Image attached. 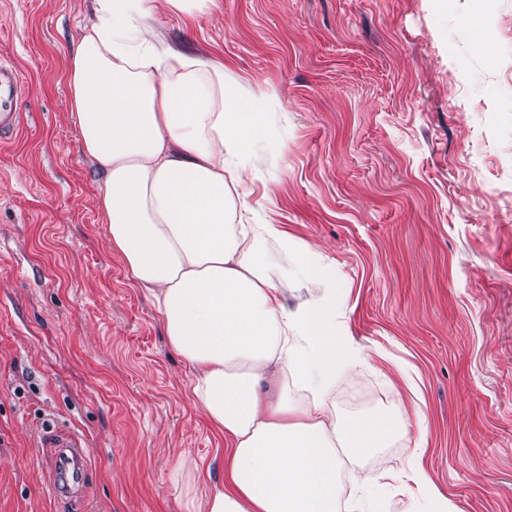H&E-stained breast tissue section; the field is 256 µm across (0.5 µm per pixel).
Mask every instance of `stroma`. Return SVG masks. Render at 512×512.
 Segmentation results:
<instances>
[{"label": "stroma", "instance_id": "obj_1", "mask_svg": "<svg viewBox=\"0 0 512 512\" xmlns=\"http://www.w3.org/2000/svg\"><path fill=\"white\" fill-rule=\"evenodd\" d=\"M499 4L479 73L434 0H222L188 26L163 9L152 22L278 98L286 162L245 184L253 221L329 256L336 317L374 363L341 376L336 408L415 395L419 463L448 512H512V0ZM94 8L0 0L25 117L0 146V512H57L49 422L94 450L89 512H188L184 489L224 475V438L112 250L70 116Z\"/></svg>", "mask_w": 512, "mask_h": 512}]
</instances>
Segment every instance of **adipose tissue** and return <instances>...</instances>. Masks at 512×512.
Listing matches in <instances>:
<instances>
[{"label":"adipose tissue","mask_w":512,"mask_h":512,"mask_svg":"<svg viewBox=\"0 0 512 512\" xmlns=\"http://www.w3.org/2000/svg\"><path fill=\"white\" fill-rule=\"evenodd\" d=\"M72 58L70 113L100 172L96 205L129 278L152 299L191 394L223 435L224 478L194 512H413L448 503L415 463L344 497V459L392 441L423 450L404 406L338 412L344 371L370 366L336 320V276L317 245L255 224L238 192L286 160L288 128L239 94L224 63L158 38L159 7L195 16L218 0H95Z\"/></svg>","instance_id":"ef3b65f1"}]
</instances>
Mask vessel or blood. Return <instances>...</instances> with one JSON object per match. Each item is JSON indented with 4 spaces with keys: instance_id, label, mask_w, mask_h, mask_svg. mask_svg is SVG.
I'll list each match as a JSON object with an SVG mask.
<instances>
[{
    "instance_id": "1",
    "label": "vessel or blood",
    "mask_w": 512,
    "mask_h": 512,
    "mask_svg": "<svg viewBox=\"0 0 512 512\" xmlns=\"http://www.w3.org/2000/svg\"><path fill=\"white\" fill-rule=\"evenodd\" d=\"M24 81L21 72L12 62L0 59V144L13 140L21 128L22 115L17 110V100ZM44 447L55 449L57 462L48 473L49 486L61 503H70L76 491L92 478L91 450L84 437L49 423L43 429Z\"/></svg>"
}]
</instances>
